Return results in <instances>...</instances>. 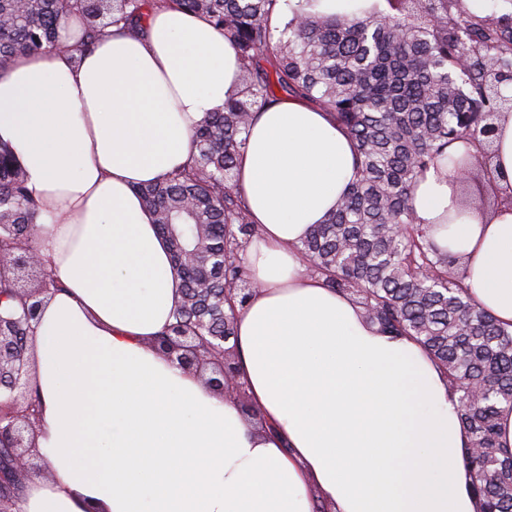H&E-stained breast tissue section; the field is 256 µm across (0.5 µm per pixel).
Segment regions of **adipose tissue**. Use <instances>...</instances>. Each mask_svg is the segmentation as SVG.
Segmentation results:
<instances>
[{
  "mask_svg": "<svg viewBox=\"0 0 512 512\" xmlns=\"http://www.w3.org/2000/svg\"><path fill=\"white\" fill-rule=\"evenodd\" d=\"M239 65L205 18L167 8L142 35L108 28L79 55L46 48L0 69V141L44 204L35 247L64 288L34 326L49 478L19 512H476L457 397L427 352L363 320L298 245L355 172L327 112L281 97L256 112L235 189L257 235L236 316L241 380L262 423L151 345L181 298L138 186L185 166L191 131L235 93ZM493 168L507 204L446 231L478 305L512 327V113ZM451 167L418 180V223H442Z\"/></svg>",
  "mask_w": 512,
  "mask_h": 512,
  "instance_id": "adipose-tissue-1",
  "label": "adipose tissue"
}]
</instances>
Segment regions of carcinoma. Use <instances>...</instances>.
Returning <instances> with one entry per match:
<instances>
[{
    "mask_svg": "<svg viewBox=\"0 0 512 512\" xmlns=\"http://www.w3.org/2000/svg\"><path fill=\"white\" fill-rule=\"evenodd\" d=\"M382 2L365 17H329L312 11L313 0H297L275 33L268 18L279 0H0V68L56 45L60 22L74 12L83 18L79 52L108 27L139 33L147 12L169 4L208 19L237 53V91L194 127V160L138 188L170 244L184 298L157 336L160 348L175 332L203 337L204 347L235 336L234 311L251 286L239 253L256 229L234 169L254 112L279 91L328 112L356 142L357 167L333 213L301 242L309 271L353 295L380 331L412 336L430 353L459 393L477 512H512V452L497 434L500 414L512 410V330L476 305L465 257L440 247L413 207L418 178L445 160L476 176L457 184L462 210L504 203L491 159L508 101L496 72L512 70V15H477L465 0ZM455 142L466 146L460 157L447 153ZM41 214L13 150L0 144L1 257L31 247ZM0 302L25 342L28 301L6 274ZM11 411L9 395L0 396L1 462L10 456Z\"/></svg>",
    "mask_w": 512,
    "mask_h": 512,
    "instance_id": "carcinoma-1",
    "label": "carcinoma"
}]
</instances>
